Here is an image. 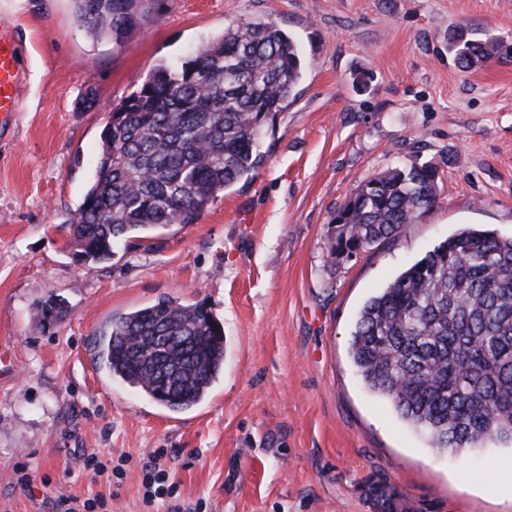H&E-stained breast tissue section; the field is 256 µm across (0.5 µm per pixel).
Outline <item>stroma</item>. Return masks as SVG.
<instances>
[{
  "label": "stroma",
  "instance_id": "obj_1",
  "mask_svg": "<svg viewBox=\"0 0 512 512\" xmlns=\"http://www.w3.org/2000/svg\"><path fill=\"white\" fill-rule=\"evenodd\" d=\"M295 35L304 76L268 127L253 178L197 223L134 234L80 263L68 227L119 103L159 64L225 28ZM26 79L0 134V512H376L387 483L408 512H512L483 485L512 449L431 448L362 382L350 354L364 303L465 227L512 236V63L461 72L452 27L512 41V0H146L129 41L94 40L71 0H0ZM440 169L437 203L349 260L330 255L336 209L376 173ZM163 297L224 326V372L199 407L171 412L91 361L113 315ZM60 304L62 317L41 310ZM121 470L92 481L83 457ZM158 463L173 496L142 502ZM32 475L16 484L15 466Z\"/></svg>",
  "mask_w": 512,
  "mask_h": 512
}]
</instances>
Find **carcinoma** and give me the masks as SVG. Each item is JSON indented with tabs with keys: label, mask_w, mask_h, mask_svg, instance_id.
<instances>
[{
	"label": "carcinoma",
	"mask_w": 512,
	"mask_h": 512,
	"mask_svg": "<svg viewBox=\"0 0 512 512\" xmlns=\"http://www.w3.org/2000/svg\"><path fill=\"white\" fill-rule=\"evenodd\" d=\"M82 27L121 43L143 0H72ZM448 54L467 72L512 58V44L466 26ZM297 40L269 21L243 22L176 67L159 64L111 110L95 173L69 224L75 257L106 262L131 234L196 223L217 193L252 177L264 128L303 77ZM439 168L415 162L365 181L336 210L331 255L399 235L439 199ZM158 336H171L164 345ZM351 355L364 384L388 398L434 448L463 453L512 441V237L464 228L363 305ZM110 375L173 411L204 400L224 369V327L174 299L112 319L98 343ZM381 512L402 496L372 488Z\"/></svg>",
	"instance_id": "1"
}]
</instances>
